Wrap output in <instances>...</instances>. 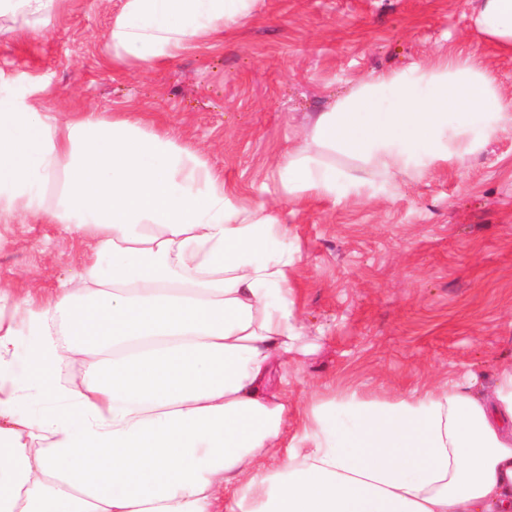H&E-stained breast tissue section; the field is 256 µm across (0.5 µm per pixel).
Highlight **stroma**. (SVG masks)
Listing matches in <instances>:
<instances>
[{"instance_id":"stroma-1","label":"stroma","mask_w":512,"mask_h":512,"mask_svg":"<svg viewBox=\"0 0 512 512\" xmlns=\"http://www.w3.org/2000/svg\"><path fill=\"white\" fill-rule=\"evenodd\" d=\"M124 4L0 17V82L42 112L93 109L170 132L286 220L294 315L322 332L269 377L291 406L286 437L343 391L383 399L472 373L492 390L512 368V126L465 161L428 158L394 182L337 157L358 177L345 198L289 202L277 168L314 116L381 72L459 51L511 94L512 50L476 29L472 0H258L211 47L107 69ZM79 256L54 225L0 223V285L16 298L73 275Z\"/></svg>"}]
</instances>
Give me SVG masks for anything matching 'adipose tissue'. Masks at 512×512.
Here are the masks:
<instances>
[{
  "mask_svg": "<svg viewBox=\"0 0 512 512\" xmlns=\"http://www.w3.org/2000/svg\"><path fill=\"white\" fill-rule=\"evenodd\" d=\"M256 2L126 0L107 61L211 45ZM474 23L512 46V0H479ZM511 125L512 96L450 55L361 82L278 168L289 201L332 197L352 183L336 155L394 177ZM19 216L81 254L46 295L0 286V512H512V370L488 393L344 392L285 441L266 381L301 351L296 258L278 215L169 133L0 87V223Z\"/></svg>",
  "mask_w": 512,
  "mask_h": 512,
  "instance_id": "adipose-tissue-1",
  "label": "adipose tissue"
}]
</instances>
